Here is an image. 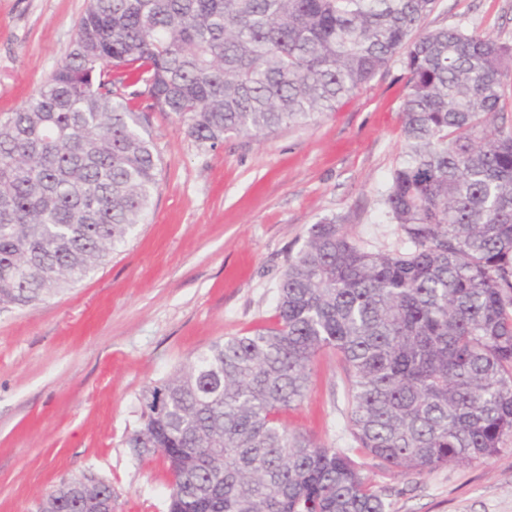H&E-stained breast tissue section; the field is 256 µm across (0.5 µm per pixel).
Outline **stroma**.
I'll return each instance as SVG.
<instances>
[{
    "mask_svg": "<svg viewBox=\"0 0 512 512\" xmlns=\"http://www.w3.org/2000/svg\"><path fill=\"white\" fill-rule=\"evenodd\" d=\"M88 0H0V113L35 93L68 54ZM460 25L512 43V0H437L423 29ZM404 70L393 61L303 126L225 137L204 149L160 113V158L136 235L76 288L0 312V512H37L87 474L112 486V512H167L170 477L127 439L139 399L210 343L269 324L281 277L312 224L336 218L370 251L400 247L382 195L404 159ZM348 384L332 351L313 365L289 426L352 447ZM391 512H512V439L478 461L411 474L371 462Z\"/></svg>",
    "mask_w": 512,
    "mask_h": 512,
    "instance_id": "1",
    "label": "stroma"
}]
</instances>
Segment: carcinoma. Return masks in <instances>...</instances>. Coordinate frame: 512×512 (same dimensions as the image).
<instances>
[{"label":"carcinoma","mask_w":512,"mask_h":512,"mask_svg":"<svg viewBox=\"0 0 512 512\" xmlns=\"http://www.w3.org/2000/svg\"><path fill=\"white\" fill-rule=\"evenodd\" d=\"M436 0H89L66 58L0 117V309L104 265L144 223L160 159L150 115L199 146L333 111L401 56L404 160L384 194L406 249L312 225L274 322L210 344L140 399L129 447L155 448L168 512H388L366 463L288 428L315 357L340 356L355 447L405 472L512 437V44L420 29ZM112 486L51 490L92 512Z\"/></svg>","instance_id":"1"}]
</instances>
